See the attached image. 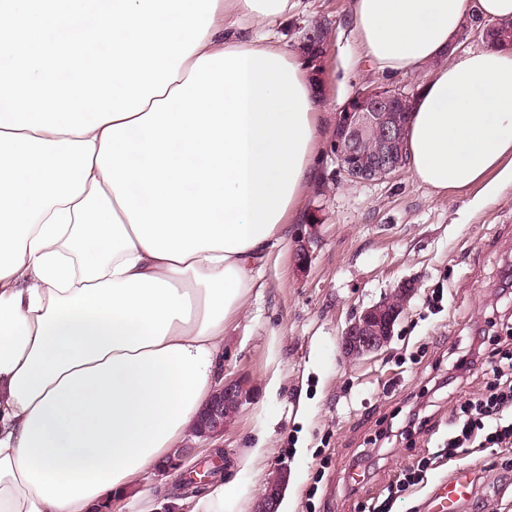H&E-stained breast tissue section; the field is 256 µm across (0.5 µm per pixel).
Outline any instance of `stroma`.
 Instances as JSON below:
<instances>
[{
	"instance_id": "obj_1",
	"label": "stroma",
	"mask_w": 512,
	"mask_h": 512,
	"mask_svg": "<svg viewBox=\"0 0 512 512\" xmlns=\"http://www.w3.org/2000/svg\"><path fill=\"white\" fill-rule=\"evenodd\" d=\"M315 27L328 32L322 96L333 115L358 88L384 78L353 40L350 0H301L274 35L294 52ZM301 252L306 262H298ZM255 273L264 288L250 293L224 332L222 374L240 381L247 399L223 435L196 440L188 466L222 448L233 461L224 477L239 478L243 512H253L280 477L293 512H364L381 503L389 512H427L434 486L472 465L479 487L460 512H512V449L480 438L453 456L446 448L451 408L480 394L486 376L475 370L439 390L432 383L470 336L512 331V293L503 290L512 280V184L491 197L476 186L436 192L406 169L355 182L338 172L323 140L300 214ZM404 281L417 288L390 343L346 360L340 337L351 318ZM274 375L280 387L270 396ZM414 399L428 430L382 444ZM260 439L267 452L256 475L241 474V460ZM424 456L422 481L389 495L388 486ZM360 459L368 471L355 488L349 471Z\"/></svg>"
}]
</instances>
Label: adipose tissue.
Here are the masks:
<instances>
[{"label": "adipose tissue", "instance_id": "obj_1", "mask_svg": "<svg viewBox=\"0 0 512 512\" xmlns=\"http://www.w3.org/2000/svg\"><path fill=\"white\" fill-rule=\"evenodd\" d=\"M297 0H0V512H94L193 428L224 328L316 176L325 126L306 60L267 35ZM512 0H351L381 73L431 65L407 127L436 191L512 180V50L459 52ZM130 43L112 101L80 91L81 40ZM72 92L57 98V61Z\"/></svg>", "mask_w": 512, "mask_h": 512}]
</instances>
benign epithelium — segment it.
<instances>
[{
    "mask_svg": "<svg viewBox=\"0 0 512 512\" xmlns=\"http://www.w3.org/2000/svg\"><path fill=\"white\" fill-rule=\"evenodd\" d=\"M474 35L492 42L512 44V25L480 23ZM326 40L306 35L300 50L310 63L324 54ZM413 94L402 86L373 83L358 89L338 110L332 150L339 172L352 181L368 182L394 177L407 164L405 133ZM415 293V285L403 282L381 302L357 313L341 336L344 358L354 360L384 348ZM247 398L240 382L229 380L211 396L195 427V434L211 439L224 432ZM193 448H181L159 465L175 470ZM284 481L272 483L256 502L254 512H277Z\"/></svg>",
    "mask_w": 512,
    "mask_h": 512,
    "instance_id": "benign-epithelium-1",
    "label": "benign epithelium"
}]
</instances>
